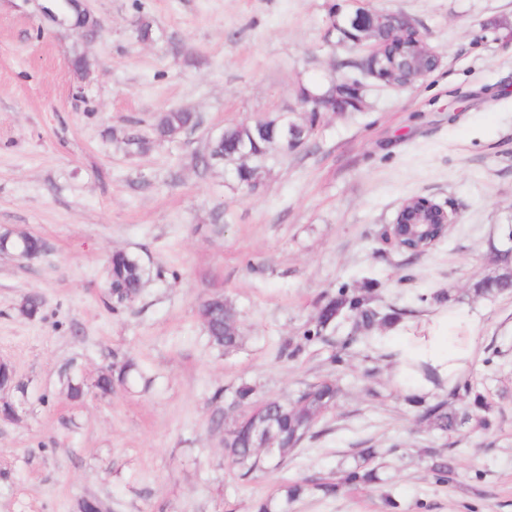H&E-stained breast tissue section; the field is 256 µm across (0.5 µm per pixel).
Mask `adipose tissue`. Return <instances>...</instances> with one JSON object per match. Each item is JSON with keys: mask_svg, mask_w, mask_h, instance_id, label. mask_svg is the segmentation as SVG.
<instances>
[{"mask_svg": "<svg viewBox=\"0 0 512 512\" xmlns=\"http://www.w3.org/2000/svg\"><path fill=\"white\" fill-rule=\"evenodd\" d=\"M475 332L473 321L440 309L428 320L398 323L380 342L393 349L397 381L426 394L434 385L418 373V365H428L444 384H453L471 358Z\"/></svg>", "mask_w": 512, "mask_h": 512, "instance_id": "1", "label": "adipose tissue"}]
</instances>
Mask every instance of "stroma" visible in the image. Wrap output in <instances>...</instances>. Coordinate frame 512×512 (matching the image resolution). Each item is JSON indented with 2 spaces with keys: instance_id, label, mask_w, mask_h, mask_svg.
Wrapping results in <instances>:
<instances>
[{
  "instance_id": "1",
  "label": "stroma",
  "mask_w": 512,
  "mask_h": 512,
  "mask_svg": "<svg viewBox=\"0 0 512 512\" xmlns=\"http://www.w3.org/2000/svg\"><path fill=\"white\" fill-rule=\"evenodd\" d=\"M351 2L88 0L104 32L86 40L45 17L43 0H0V232L46 243L33 259L0 254V363L15 373L0 405L16 410L0 417V512H74L85 495L111 512H255L284 483L353 467L361 448L386 453L378 486L288 512H512V294L469 292L497 271L492 247L512 224V0H365L412 18L440 66L405 88L364 79L363 108L324 113L255 190L194 166L224 126L277 112L303 121L304 92L355 75L358 50L327 37ZM77 51L88 76L70 64ZM172 108L199 113L200 127L144 152L125 144ZM418 195L455 222L413 256L386 230ZM116 250L150 273L139 301L118 309L104 288ZM366 278L375 304L406 319L446 291L478 322L462 375L486 393L493 426L448 439L451 482L421 456L434 435L380 348L359 343L335 363V342L303 339L324 294ZM29 293L44 300L34 319L19 311ZM215 293L241 327L229 354L197 317ZM124 358L150 386L69 398L67 375L90 384ZM323 377L340 392L317 436L240 479L213 425L234 389L286 399Z\"/></svg>"
}]
</instances>
